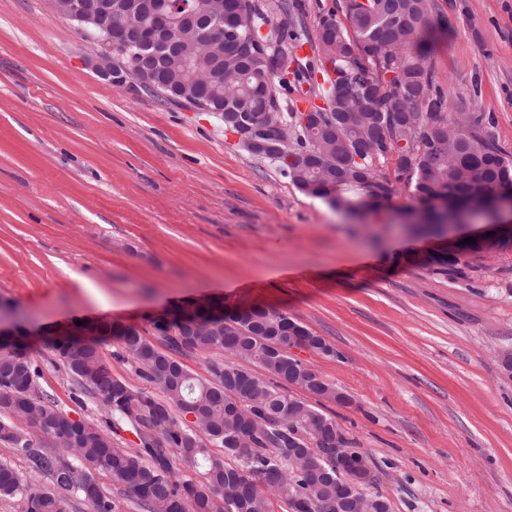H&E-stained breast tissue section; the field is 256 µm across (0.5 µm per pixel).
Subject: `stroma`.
<instances>
[{
    "label": "stroma",
    "instance_id": "35a3bbf8",
    "mask_svg": "<svg viewBox=\"0 0 512 512\" xmlns=\"http://www.w3.org/2000/svg\"><path fill=\"white\" fill-rule=\"evenodd\" d=\"M274 28L316 37L337 0L298 14L253 0ZM425 62L452 114L494 118L512 152V0H434ZM100 46L51 0H0V301L27 318L41 390L103 423L46 337L78 320L138 328L163 347L162 310L203 300L288 313L332 354L306 362L349 397L324 412L368 454L392 512H512V242L460 273L443 243L402 228L392 197L348 220L298 190L200 112L137 81L118 86Z\"/></svg>",
    "mask_w": 512,
    "mask_h": 512
}]
</instances>
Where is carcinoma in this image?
<instances>
[{"mask_svg":"<svg viewBox=\"0 0 512 512\" xmlns=\"http://www.w3.org/2000/svg\"><path fill=\"white\" fill-rule=\"evenodd\" d=\"M113 2V21L138 23L160 8L175 17L191 12L206 19L215 0ZM432 8V0H343L345 21L333 12L322 18L306 95L321 98L326 107L306 127L299 112L282 108L274 90L276 83L288 88L290 76L301 87L302 70L270 71L267 57L281 53L284 35L272 29L262 34L268 21L251 0H229L224 22L248 15L250 26L239 34L251 44L252 60L243 61L231 43L203 45L187 32L176 59L148 81L197 109L235 112L260 126L268 113H282L292 130L291 149L313 153L317 162L308 167L276 155L266 159L296 188L338 209L356 212L390 198L394 186L378 173L377 162L391 156L396 181L413 185L419 205L447 196L479 208L495 189L512 187V154L496 143L491 117L479 113L460 120L448 114V93L418 50L431 27ZM389 73L394 77L386 78ZM173 312L175 321L163 336L175 351L210 356V377L194 375L135 327L105 322L84 336L76 324L70 335L49 340L58 363L76 382L74 400L98 397L108 416L104 427L76 421L52 402L37 383L40 372L27 343L12 337L0 350V440L29 459L33 475L24 478L0 462L1 498L19 502L21 512H65L54 492L60 487L92 512H120L119 502L98 480L105 476L124 486L147 512H275L306 493L324 471L345 478L336 473L334 458L313 452L305 454L307 468L290 467L289 434L315 426L323 436L339 439L355 464L369 465L367 452L333 417L286 386L288 364L275 347L291 316L258 307L242 313L208 301ZM112 337L162 397L135 391L112 374L99 350L100 342ZM240 361L259 365L271 379L239 366ZM237 409L256 417L254 429L238 443L225 432ZM193 412L201 415L204 430L188 419ZM267 412L282 422L272 427ZM20 421L41 434L38 444ZM119 422L134 427L142 450L125 448L112 437ZM210 444L223 453L214 454ZM59 448L73 457L61 456ZM174 458L200 473L201 480L176 474Z\"/></svg>","mask_w":512,"mask_h":512,"instance_id":"obj_1","label":"carcinoma"}]
</instances>
